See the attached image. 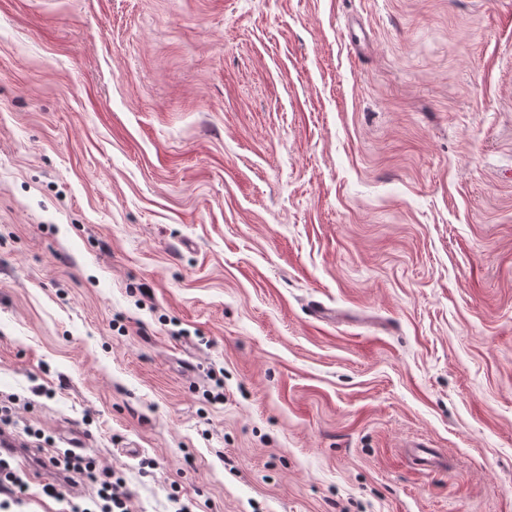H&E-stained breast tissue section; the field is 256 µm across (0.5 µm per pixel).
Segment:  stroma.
<instances>
[{
  "instance_id": "stroma-1",
  "label": "stroma",
  "mask_w": 512,
  "mask_h": 512,
  "mask_svg": "<svg viewBox=\"0 0 512 512\" xmlns=\"http://www.w3.org/2000/svg\"><path fill=\"white\" fill-rule=\"evenodd\" d=\"M1 401L130 512H512V0H0Z\"/></svg>"
}]
</instances>
